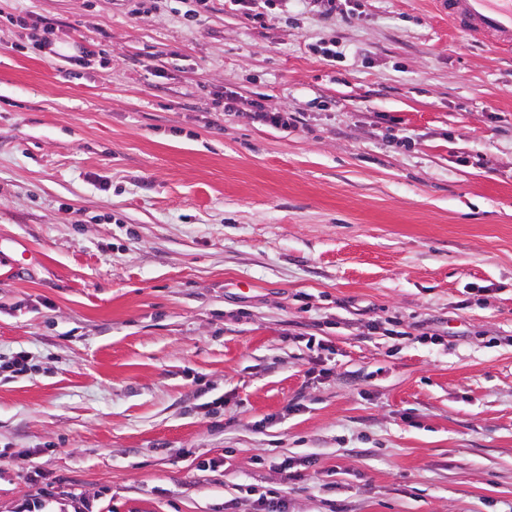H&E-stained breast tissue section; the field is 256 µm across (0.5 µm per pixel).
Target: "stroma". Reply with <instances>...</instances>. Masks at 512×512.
<instances>
[{
  "label": "stroma",
  "mask_w": 512,
  "mask_h": 512,
  "mask_svg": "<svg viewBox=\"0 0 512 512\" xmlns=\"http://www.w3.org/2000/svg\"><path fill=\"white\" fill-rule=\"evenodd\" d=\"M344 9L0 0V512H512V57ZM250 107L254 112V118L271 126L288 125L289 120H293L292 114L286 116V111L277 109H268L264 104L258 101H251Z\"/></svg>",
  "instance_id": "obj_1"
}]
</instances>
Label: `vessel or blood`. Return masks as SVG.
<instances>
[{"instance_id":"vessel-or-blood-1","label":"vessel or blood","mask_w":512,"mask_h":512,"mask_svg":"<svg viewBox=\"0 0 512 512\" xmlns=\"http://www.w3.org/2000/svg\"><path fill=\"white\" fill-rule=\"evenodd\" d=\"M437 6L449 26L471 41L493 34L496 48L512 54V0H437Z\"/></svg>"}]
</instances>
